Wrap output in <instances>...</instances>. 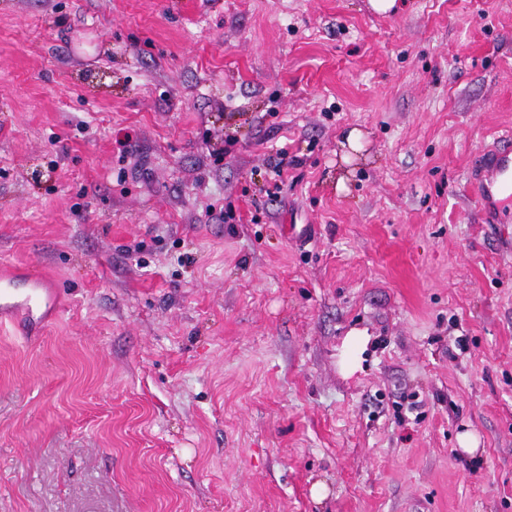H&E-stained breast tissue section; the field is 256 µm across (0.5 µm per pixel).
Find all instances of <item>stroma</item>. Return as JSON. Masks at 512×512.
I'll list each match as a JSON object with an SVG mask.
<instances>
[{
  "mask_svg": "<svg viewBox=\"0 0 512 512\" xmlns=\"http://www.w3.org/2000/svg\"><path fill=\"white\" fill-rule=\"evenodd\" d=\"M509 150L512 0H0V512H512ZM29 288L22 299H18L17 294H13L12 289H16L18 281L8 276L2 275L0 278V318L3 325L6 318L13 311H21L28 316H34L42 307L58 306L60 304L58 286L50 287L48 281L39 275L29 276L25 282ZM368 336L361 332H355L347 336L344 342V356L342 369L346 374H353L362 367V353L368 344Z\"/></svg>",
  "mask_w": 512,
  "mask_h": 512,
  "instance_id": "35a3bbf8",
  "label": "stroma"
}]
</instances>
